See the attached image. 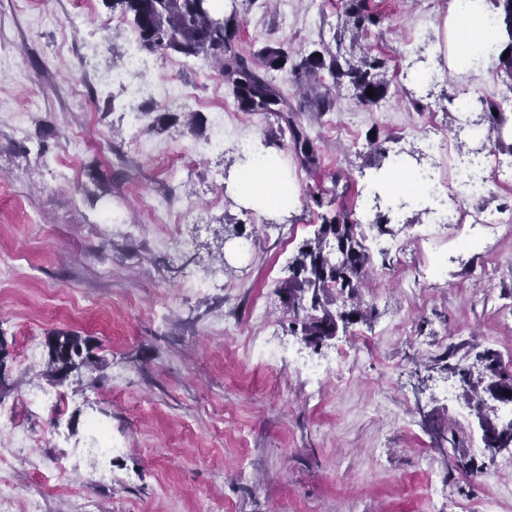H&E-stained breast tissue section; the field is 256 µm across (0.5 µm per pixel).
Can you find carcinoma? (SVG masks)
<instances>
[{"label": "carcinoma", "instance_id": "obj_1", "mask_svg": "<svg viewBox=\"0 0 512 512\" xmlns=\"http://www.w3.org/2000/svg\"><path fill=\"white\" fill-rule=\"evenodd\" d=\"M112 11L128 17L138 31L142 51H172L184 56H202L220 65L225 81L233 87L237 106L242 112L273 114L288 127L291 141L303 164L319 167V155L312 139L297 127L288 99L266 79L262 70H281L294 80L319 77L325 71L332 84H350L359 101L378 103L386 94L384 59L364 53L355 64L329 48L288 54L280 47H266L257 53L234 49L240 21L218 12L216 0H108ZM498 21L504 39L497 54V69L512 82V0H486ZM347 22L356 33L367 36L385 19L373 0H342ZM373 88L374 95H367ZM490 130L502 134L506 123L503 111L492 100L483 101ZM357 221L343 212L331 219L322 217L315 237L298 248L289 266V276L279 284L283 302L292 313L289 330L317 348L336 336L338 323L354 324L366 319L367 313L354 303L370 255L356 233ZM342 300V309L330 306ZM88 345L78 335L58 333L48 342V366L60 381L64 372L84 365ZM457 355L448 347L442 359L445 369L460 376L477 418L482 441L490 453L512 448V420L498 423L483 410L484 396L493 392L512 404V367L505 365L498 352L486 348L476 354L481 370L473 374L461 361L450 363Z\"/></svg>", "mask_w": 512, "mask_h": 512}]
</instances>
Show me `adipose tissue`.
Wrapping results in <instances>:
<instances>
[{
    "label": "adipose tissue",
    "instance_id": "1",
    "mask_svg": "<svg viewBox=\"0 0 512 512\" xmlns=\"http://www.w3.org/2000/svg\"><path fill=\"white\" fill-rule=\"evenodd\" d=\"M444 26L462 67L473 65L500 41L485 0H451ZM237 188L241 199L260 211L285 209L292 203L293 194L280 177L275 154L269 151L257 154L240 172Z\"/></svg>",
    "mask_w": 512,
    "mask_h": 512
}]
</instances>
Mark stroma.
I'll list each match as a JSON object with an SVG mask.
<instances>
[{"mask_svg": "<svg viewBox=\"0 0 512 512\" xmlns=\"http://www.w3.org/2000/svg\"><path fill=\"white\" fill-rule=\"evenodd\" d=\"M378 3L387 16L363 39L387 61L390 86L376 105L344 84L333 111L321 112V83L270 74L319 150L311 172L274 116L238 109L211 61L149 52L147 71L127 72L137 33L105 0H0V339L9 351L0 414L29 436L14 444L0 434L9 512H512V450L485 451L457 377L436 363L454 345L464 364L490 347L512 365V225L499 228L495 260L481 270L479 252L438 226L441 197L397 195L385 182L404 164L444 188L472 150L483 191L460 196L458 210L512 212V185L500 176L512 134L498 143L454 136L483 121L482 99L512 114V90L492 62L447 67L439 47L450 0ZM237 9L243 51L324 44L353 53L341 0H239ZM94 39L107 48L90 56ZM106 70L124 81L97 85L93 74ZM175 72L196 105L131 98L129 85H163ZM455 88L468 89L467 112L449 104ZM134 106L148 110L136 131ZM218 109L224 146L210 151ZM433 127L448 150L430 158L420 138ZM271 148L295 193L278 212L243 204L235 188L241 155ZM184 160L190 177L170 182L169 167ZM60 164L71 180L57 181ZM148 196L165 198L176 222L153 223ZM344 209L387 225L370 226L364 242L371 264L357 301L367 319L316 349L290 333L277 286L323 217ZM116 222L139 230L113 233ZM228 224L243 237L225 239ZM178 236L196 243L157 244ZM220 265L222 281L198 287ZM59 332L86 338L92 359L56 382L47 344ZM258 333L287 349L274 368L246 356ZM30 339L37 354L28 360ZM340 352L337 373L328 365ZM44 392L60 393L61 404L32 406ZM421 405L455 429L481 471L449 477L419 424ZM93 420L117 448L110 460L82 452ZM55 457L71 470L42 475L39 461Z\"/></svg>", "mask_w": 512, "mask_h": 512, "instance_id": "35a3bbf8", "label": "stroma"}]
</instances>
